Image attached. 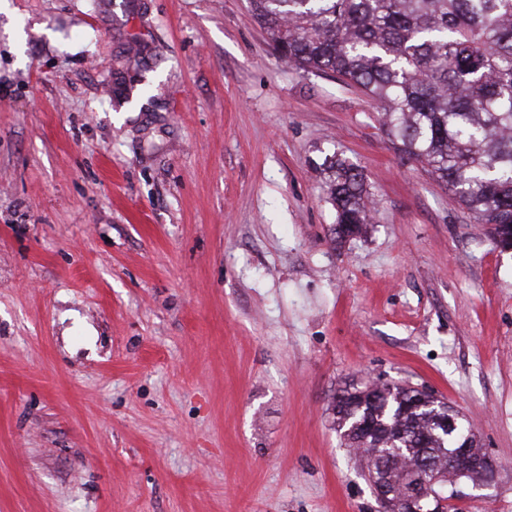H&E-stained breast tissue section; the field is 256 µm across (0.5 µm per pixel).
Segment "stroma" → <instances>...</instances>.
I'll list each match as a JSON object with an SVG mask.
<instances>
[{
  "mask_svg": "<svg viewBox=\"0 0 512 512\" xmlns=\"http://www.w3.org/2000/svg\"><path fill=\"white\" fill-rule=\"evenodd\" d=\"M379 111L248 0H0V512H377L370 379L459 410L464 512H512V248ZM331 194L336 207V234L343 237L339 228L351 236L362 232L366 223L365 188L362 172L353 163L336 156L328 165Z\"/></svg>",
  "mask_w": 512,
  "mask_h": 512,
  "instance_id": "35a3bbf8",
  "label": "stroma"
}]
</instances>
